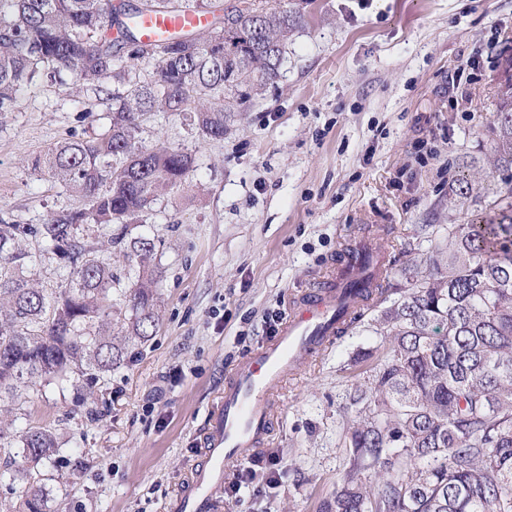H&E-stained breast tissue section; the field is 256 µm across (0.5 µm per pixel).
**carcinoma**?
I'll list each match as a JSON object with an SVG mask.
<instances>
[{"mask_svg":"<svg viewBox=\"0 0 512 512\" xmlns=\"http://www.w3.org/2000/svg\"><path fill=\"white\" fill-rule=\"evenodd\" d=\"M141 0L125 10L113 0H0V113L46 75L70 94L112 101L98 134L49 147L33 173L66 186L78 205L41 224L0 217V400L19 401L38 386L70 384L77 403L93 397L112 371L122 343L156 333L159 268L151 240L126 253L136 280L124 304L112 299L109 263L98 256L122 243L157 196L183 184L195 159L166 145L149 146L144 123L155 112L193 114L200 132L224 137L228 116L280 75L288 40L304 15L254 0L202 32L145 43L136 19L212 0ZM113 79L124 92L110 93ZM491 129L494 166L512 168V76ZM481 224L448 226V258L412 280L384 312L387 356L371 386L354 399L358 423L341 486L321 512H512V189L485 205ZM97 227L94 243L80 237ZM33 236L65 260L67 282L48 290L25 275ZM122 323L124 342L112 336ZM0 447L17 449L11 480L24 486L20 512H50L30 467L49 461L58 441L48 427L16 436L0 422ZM372 471L375 486L361 480Z\"/></svg>","mask_w":512,"mask_h":512,"instance_id":"carcinoma-1","label":"carcinoma"}]
</instances>
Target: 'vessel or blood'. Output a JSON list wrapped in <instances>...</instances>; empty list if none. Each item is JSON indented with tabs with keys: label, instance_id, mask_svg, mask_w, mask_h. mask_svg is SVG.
<instances>
[{
	"label": "vessel or blood",
	"instance_id": "b4317fda",
	"mask_svg": "<svg viewBox=\"0 0 512 512\" xmlns=\"http://www.w3.org/2000/svg\"><path fill=\"white\" fill-rule=\"evenodd\" d=\"M210 13L200 10L149 14L137 19L142 41L207 29ZM387 268L369 240L356 242L323 287L295 298L287 323L275 338L239 364L220 396L204 435L205 462L195 469L187 491L169 503V512H222L220 492L227 471L257 449L274 421L270 398L296 373L304 359L322 350L344 329L356 299L354 288L378 281Z\"/></svg>",
	"mask_w": 512,
	"mask_h": 512
}]
</instances>
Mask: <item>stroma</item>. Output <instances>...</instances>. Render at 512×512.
Listing matches in <instances>:
<instances>
[{
  "label": "stroma",
  "instance_id": "obj_1",
  "mask_svg": "<svg viewBox=\"0 0 512 512\" xmlns=\"http://www.w3.org/2000/svg\"><path fill=\"white\" fill-rule=\"evenodd\" d=\"M304 12L280 77L233 113L223 139L185 114L146 121L147 144L197 163L133 230L155 246L159 325L101 376L95 402L50 385L19 411L16 431L57 436L55 463L39 468L49 507L168 512L204 460L202 434L232 370L285 323L291 297L366 237L393 290L278 389L257 453L279 457V481L223 510L320 512L346 467L351 399L385 361L376 319L446 257L449 225L475 223L472 204L450 203L464 182L488 196L503 188L489 127L511 73L512 0H308ZM463 63L471 78L452 101L448 75ZM81 108L42 78L0 113V215L39 224L73 205L25 161L90 129Z\"/></svg>",
  "mask_w": 512,
  "mask_h": 512
}]
</instances>
